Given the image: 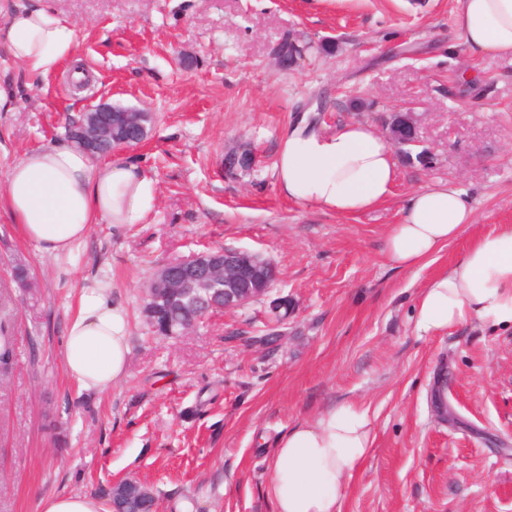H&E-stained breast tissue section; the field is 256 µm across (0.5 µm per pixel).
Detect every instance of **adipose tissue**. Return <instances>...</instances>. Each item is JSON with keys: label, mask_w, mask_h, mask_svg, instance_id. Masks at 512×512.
<instances>
[{"label": "adipose tissue", "mask_w": 512, "mask_h": 512, "mask_svg": "<svg viewBox=\"0 0 512 512\" xmlns=\"http://www.w3.org/2000/svg\"><path fill=\"white\" fill-rule=\"evenodd\" d=\"M456 24L467 50L512 56V0H456ZM29 74L55 75L78 51L76 28L45 0H15L0 23V45ZM285 197L350 216L387 202L398 179L390 141L372 124L334 131L301 120L280 137L273 166ZM153 179L133 162L99 159L59 142L26 153L0 181V210L45 254L71 253L95 224H145L154 209ZM469 194L427 186L407 199L385 256L394 266L426 265L474 223ZM512 332V225L473 242L447 272L423 288L415 326L433 335L459 325ZM127 313L106 288L82 289L63 342L62 362L79 390L103 394L125 377L130 353ZM375 437L369 410L330 407L276 442L265 495L274 512H340L349 481Z\"/></svg>", "instance_id": "obj_1"}]
</instances>
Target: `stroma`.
<instances>
[{"instance_id": "35a3bbf8", "label": "stroma", "mask_w": 512, "mask_h": 512, "mask_svg": "<svg viewBox=\"0 0 512 512\" xmlns=\"http://www.w3.org/2000/svg\"><path fill=\"white\" fill-rule=\"evenodd\" d=\"M73 20L95 77L76 94L67 72L24 74L0 45V179L30 150L66 141L69 116L102 101L151 112V134L113 159L156 182L146 224L92 225L70 256L40 253L0 212V336L13 365L0 375V512H38L51 493L104 497L133 477L157 512H273L264 494L276 439L326 408L353 402L375 418L368 458L341 512H512V335L458 326L420 335L422 288L477 238L512 225V57L466 53L455 0H49ZM336 37L284 70L286 38ZM414 105L425 167L400 158L393 196L336 216L283 198L273 176L279 136L307 116L328 128L382 126ZM253 150V171L227 153ZM469 192L476 221L423 267L400 270L385 238L416 189ZM262 254L278 268L264 299L212 316L192 335H151L143 292L154 270L208 248ZM27 263L31 291L6 259ZM108 286L130 326L126 377L80 391L61 344L81 289ZM270 348L229 341L265 335ZM457 419L440 420L435 389Z\"/></svg>"}]
</instances>
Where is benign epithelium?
<instances>
[{
  "label": "benign epithelium",
  "mask_w": 512,
  "mask_h": 512,
  "mask_svg": "<svg viewBox=\"0 0 512 512\" xmlns=\"http://www.w3.org/2000/svg\"><path fill=\"white\" fill-rule=\"evenodd\" d=\"M84 118L72 128V140L85 151L120 138L124 148L139 145L149 136L147 115L119 104L100 103L85 108ZM277 270L262 255L235 248L196 252L160 267L149 282L147 311L171 294L191 289L223 300L222 311L244 307L262 299L271 290Z\"/></svg>",
  "instance_id": "7a95c632"
}]
</instances>
